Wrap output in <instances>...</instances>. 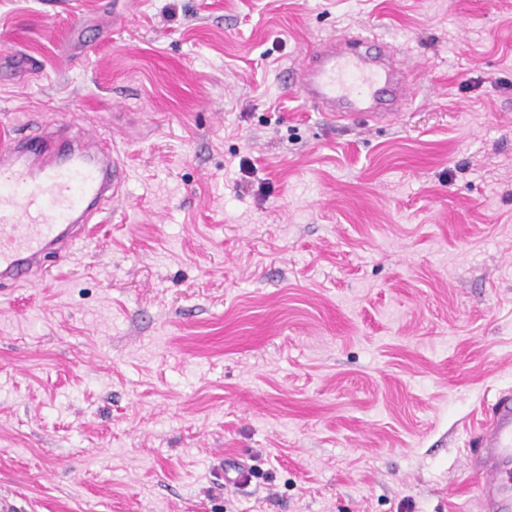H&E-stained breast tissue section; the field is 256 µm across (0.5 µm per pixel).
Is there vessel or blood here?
<instances>
[{"instance_id": "vessel-or-blood-1", "label": "vessel or blood", "mask_w": 512, "mask_h": 512, "mask_svg": "<svg viewBox=\"0 0 512 512\" xmlns=\"http://www.w3.org/2000/svg\"><path fill=\"white\" fill-rule=\"evenodd\" d=\"M291 78L305 101L328 120L383 122L401 111L413 89L397 55L361 33L317 44ZM127 172L96 135L64 144L58 132L19 133L0 142V284L32 285V271L55 245L72 250L69 231L92 234L107 199L120 194ZM483 512H512V393L491 406L469 456Z\"/></svg>"}]
</instances>
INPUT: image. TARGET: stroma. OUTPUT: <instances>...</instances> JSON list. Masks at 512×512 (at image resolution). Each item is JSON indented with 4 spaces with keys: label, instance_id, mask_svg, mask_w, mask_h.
Wrapping results in <instances>:
<instances>
[{
    "label": "stroma",
    "instance_id": "35a3bbf8",
    "mask_svg": "<svg viewBox=\"0 0 512 512\" xmlns=\"http://www.w3.org/2000/svg\"><path fill=\"white\" fill-rule=\"evenodd\" d=\"M359 30L414 88L382 125L288 75ZM58 128L128 179L0 287V499L480 512L464 453L512 391V0H0V138Z\"/></svg>",
    "mask_w": 512,
    "mask_h": 512
}]
</instances>
